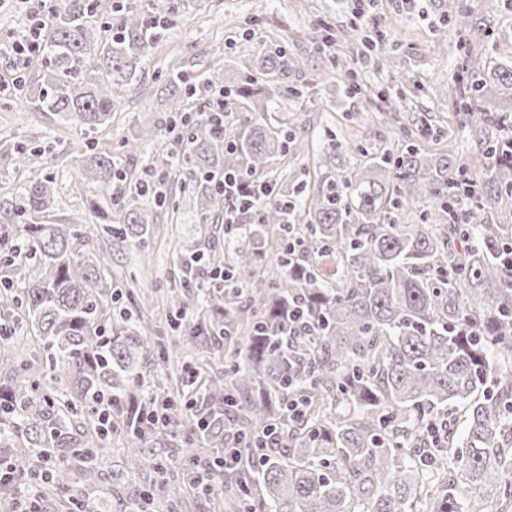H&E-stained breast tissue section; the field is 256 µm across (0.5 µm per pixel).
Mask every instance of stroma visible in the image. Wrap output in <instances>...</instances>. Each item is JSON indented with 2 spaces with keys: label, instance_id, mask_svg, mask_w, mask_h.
I'll return each instance as SVG.
<instances>
[{
  "label": "stroma",
  "instance_id": "1",
  "mask_svg": "<svg viewBox=\"0 0 512 512\" xmlns=\"http://www.w3.org/2000/svg\"><path fill=\"white\" fill-rule=\"evenodd\" d=\"M178 9L165 17L167 29L152 50L148 70L133 88L120 91V106L106 129L93 134L98 148L122 153L130 129L154 128L170 119L160 89L169 65L188 63L207 72L216 85L229 73L214 69L213 58L233 59L248 66L255 52L244 30L267 38L270 47L288 54V88L307 90V101L287 99L288 118L304 128L315 152L334 151L346 142L367 160L381 142L394 145L415 138L418 118L428 115L433 128L420 147L444 149L455 158H470L474 143L452 99L441 94L466 53L488 52L512 33V0H465L486 36L466 41L448 20L453 0H177ZM336 36L339 67L325 64L316 44L319 34ZM352 68L364 93L351 94L344 80ZM77 132L49 112L32 110L15 88L0 91V142L24 141L33 148L32 163L17 174L0 172V231H19L9 209L16 188L45 175L58 183L60 200L53 219L61 224H99L108 190L86 185L85 163L76 145ZM416 139V138H415ZM176 208L153 212L146 249L135 240L113 241L106 255L114 270L136 276L144 289L167 290L179 282L176 257L180 247L198 236L201 221L181 182L170 185ZM154 341L151 352L164 375H184L186 364L169 361L165 352L180 335L196 327L186 315L181 332L169 327L166 306L148 312Z\"/></svg>",
  "mask_w": 512,
  "mask_h": 512
}]
</instances>
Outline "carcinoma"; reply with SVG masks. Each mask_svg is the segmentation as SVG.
I'll list each match as a JSON object with an SVG mask.
<instances>
[{"mask_svg": "<svg viewBox=\"0 0 512 512\" xmlns=\"http://www.w3.org/2000/svg\"><path fill=\"white\" fill-rule=\"evenodd\" d=\"M448 20L480 41V26L456 3ZM47 33L25 67L40 84L16 86L41 112L75 130L112 123L117 93L134 86L166 25L113 0H55ZM254 72L224 89V115L194 110L210 79L177 66L166 78L173 120L124 139L180 134V152H157L152 169H192L191 195L208 220L224 207L219 189L233 173L272 190L257 223L224 225L231 262L211 252L215 229L183 249L181 288L198 287L203 267L232 291L197 293L198 328L229 345L224 376L174 384L193 414L170 402L171 423L204 428L180 449L193 462L211 453L217 477L206 494L225 512H509L512 484V162L493 163L512 102V61L467 54L448 79L463 121L475 130L468 174L441 152L407 142L369 160L336 166L322 158L315 186L287 180L272 165L308 153L298 128L269 111L285 95L288 55L257 41ZM30 167L19 143L0 148V170ZM89 179L111 191L112 223L50 220L59 192L49 176L17 187L24 233L0 235V462L19 480L49 472L39 503L48 512H100L102 464L113 434L134 445L119 470L145 482L143 512H190L182 488L195 479L165 450L172 434L149 428L160 406L143 390L155 367L150 325L134 314L153 297L118 290L94 242L142 241L151 231L148 198L173 206L161 183L147 188L120 156L86 161ZM329 258L340 274L325 277ZM465 410L457 436L448 410ZM499 485L498 504L469 503L465 487Z\"/></svg>", "mask_w": 512, "mask_h": 512, "instance_id": "obj_1", "label": "carcinoma"}]
</instances>
